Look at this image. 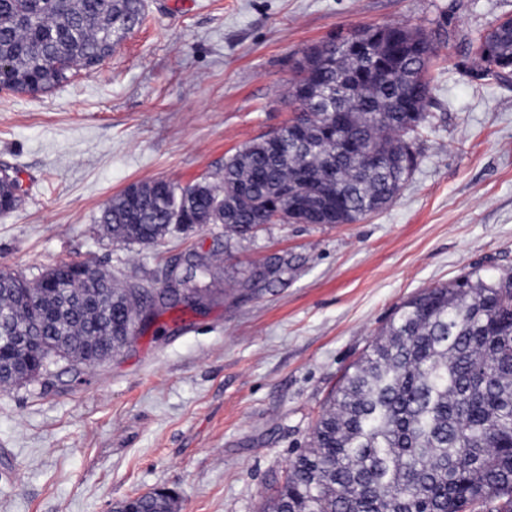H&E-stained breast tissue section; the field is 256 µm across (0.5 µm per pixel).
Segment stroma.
Listing matches in <instances>:
<instances>
[{
	"mask_svg": "<svg viewBox=\"0 0 512 512\" xmlns=\"http://www.w3.org/2000/svg\"><path fill=\"white\" fill-rule=\"evenodd\" d=\"M512 0H145L142 25L93 73L0 91V166L21 201L0 215V271L60 262L165 285L219 251L217 299L79 377L0 388V512H112L155 489L178 512H260L345 371L396 306L477 270L512 273V80L477 76L468 43ZM441 29L434 120L395 200L355 224L222 225L152 245L97 219L133 183H191L293 116L302 51L365 24ZM284 259L251 291V270Z\"/></svg>",
	"mask_w": 512,
	"mask_h": 512,
	"instance_id": "stroma-1",
	"label": "stroma"
}]
</instances>
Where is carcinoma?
Listing matches in <instances>:
<instances>
[{
  "instance_id": "cac0c4a2",
  "label": "carcinoma",
  "mask_w": 512,
  "mask_h": 512,
  "mask_svg": "<svg viewBox=\"0 0 512 512\" xmlns=\"http://www.w3.org/2000/svg\"><path fill=\"white\" fill-rule=\"evenodd\" d=\"M144 0H0V89L38 94L77 70L92 71L144 14ZM442 34L407 28L399 53L382 36L378 61L362 65L351 43L329 39L302 52L289 91L294 119L312 139L279 155L260 137L192 184L158 179L121 192L98 223L112 239L149 244L176 231L223 224L248 237L257 216L300 224L284 188L324 224H354L387 207L417 166L415 140L430 123L428 66ZM480 74L512 75V22L470 42ZM348 111V135L401 159L368 171L341 151L328 115ZM192 296L218 267L193 254ZM186 282L170 271L152 293L106 271L66 263L34 281L0 271V364L35 379L62 361L99 363L136 339L144 311L176 309ZM28 337L17 345L11 337ZM139 512H174L170 494L136 500ZM263 512H512V274L470 271L399 305L378 337L345 372L288 464Z\"/></svg>"
}]
</instances>
